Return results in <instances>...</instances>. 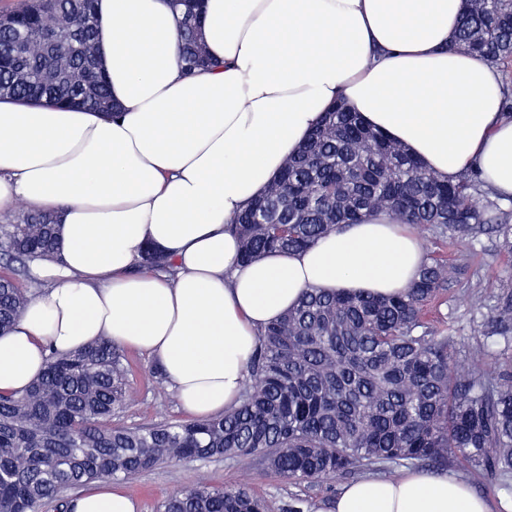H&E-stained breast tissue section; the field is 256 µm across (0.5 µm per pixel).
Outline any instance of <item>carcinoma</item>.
Returning <instances> with one entry per match:
<instances>
[{
    "label": "carcinoma",
    "instance_id": "1",
    "mask_svg": "<svg viewBox=\"0 0 512 512\" xmlns=\"http://www.w3.org/2000/svg\"><path fill=\"white\" fill-rule=\"evenodd\" d=\"M97 0H31L0 25V98L115 112L95 48ZM450 43L495 68L512 66V0H466ZM180 12L179 59L190 74L213 65L201 37L202 0ZM431 231L408 293L371 297L311 288L259 336L238 406L209 419L144 427L112 423L125 407L129 369L108 340L51 353L22 396L0 394V512H43L65 492L127 479L185 458L227 457L285 478L320 482L375 471L395 480L407 464L450 467L457 458L512 487V370L483 353L459 363L450 337L424 308L462 274L431 247L449 233H497L512 252V212L480 172L444 179L401 143L367 127L342 102L325 113L278 179L230 223L240 259L304 249L377 212ZM57 220L20 210L0 225V333L34 295L15 278L54 253ZM512 334V279L489 335ZM160 512H268L242 483L181 487Z\"/></svg>",
    "mask_w": 512,
    "mask_h": 512
}]
</instances>
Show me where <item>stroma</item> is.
<instances>
[{
	"instance_id": "stroma-1",
	"label": "stroma",
	"mask_w": 512,
	"mask_h": 512,
	"mask_svg": "<svg viewBox=\"0 0 512 512\" xmlns=\"http://www.w3.org/2000/svg\"><path fill=\"white\" fill-rule=\"evenodd\" d=\"M438 257L464 267V274L451 283L433 304L430 320L448 335L454 336L459 355L489 346L492 369L512 367V342L504 339L489 341L486 331L490 310L496 303L501 284L512 275V254L500 247L495 233L477 236L454 234L440 241ZM482 297L484 309H475L472 300ZM131 373L130 397L125 410L118 416L119 424L144 426L160 421H181L185 415L174 391L157 393L150 370L153 359L136 350H125ZM248 484L264 496L271 512H288L294 499L305 500L307 506L327 502L343 487V480L309 483L286 480L263 467L242 470L234 460L225 458L185 459L163 463L133 478L119 481L121 488L138 506V512H156L177 486H229Z\"/></svg>"
}]
</instances>
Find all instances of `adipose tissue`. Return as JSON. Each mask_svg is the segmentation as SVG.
Here are the masks:
<instances>
[{"label": "adipose tissue", "mask_w": 512, "mask_h": 512, "mask_svg": "<svg viewBox=\"0 0 512 512\" xmlns=\"http://www.w3.org/2000/svg\"><path fill=\"white\" fill-rule=\"evenodd\" d=\"M465 0H205L216 68L184 73L165 0H99L97 53L112 100L90 108L0 100V215H59L61 262L0 336V392L23 393L50 351L98 339L157 361L183 410L238 405L259 333L310 288L408 291L413 229L378 214L301 252L244 264L230 219L262 194L337 100L435 174L477 167L512 202V121L500 75L448 49ZM171 272L144 266L146 247ZM72 512H136L111 483ZM325 512H492L455 475L411 471L344 486Z\"/></svg>", "instance_id": "obj_1"}]
</instances>
